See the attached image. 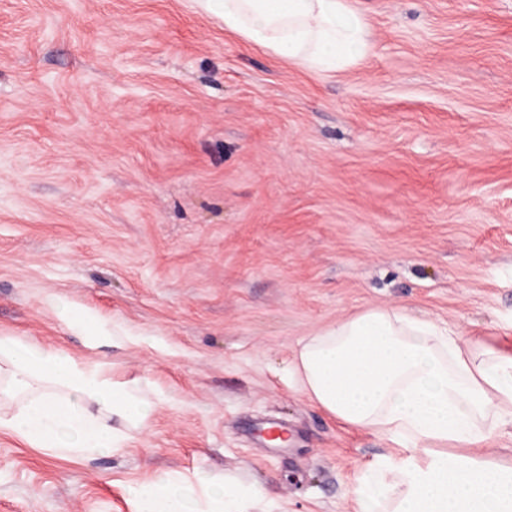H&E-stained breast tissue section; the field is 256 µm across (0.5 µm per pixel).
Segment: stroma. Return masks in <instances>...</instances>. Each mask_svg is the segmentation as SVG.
Wrapping results in <instances>:
<instances>
[{
	"label": "stroma",
	"instance_id": "obj_1",
	"mask_svg": "<svg viewBox=\"0 0 512 512\" xmlns=\"http://www.w3.org/2000/svg\"><path fill=\"white\" fill-rule=\"evenodd\" d=\"M354 4L372 51L320 76L192 0H0V333L160 399L92 459L0 433V512L194 470L353 512L393 445L303 395L300 342L395 307L512 352V0ZM64 317L71 323L81 327L87 334V340L97 344L103 340L112 339L113 336H98L105 331V326L94 316L81 310H64Z\"/></svg>",
	"mask_w": 512,
	"mask_h": 512
}]
</instances>
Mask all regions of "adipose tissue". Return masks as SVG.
<instances>
[{"label": "adipose tissue", "instance_id": "ef3b65f1", "mask_svg": "<svg viewBox=\"0 0 512 512\" xmlns=\"http://www.w3.org/2000/svg\"><path fill=\"white\" fill-rule=\"evenodd\" d=\"M225 29L327 74L371 49L352 0H195ZM302 393L337 420L397 444L362 471L355 512H512V465L477 454L512 429V353L395 308H374L303 341ZM155 409L137 381L20 336L0 334V432L58 457L115 453ZM119 426H112L111 418ZM132 512H253L256 490H215L199 471L131 488Z\"/></svg>", "mask_w": 512, "mask_h": 512}]
</instances>
